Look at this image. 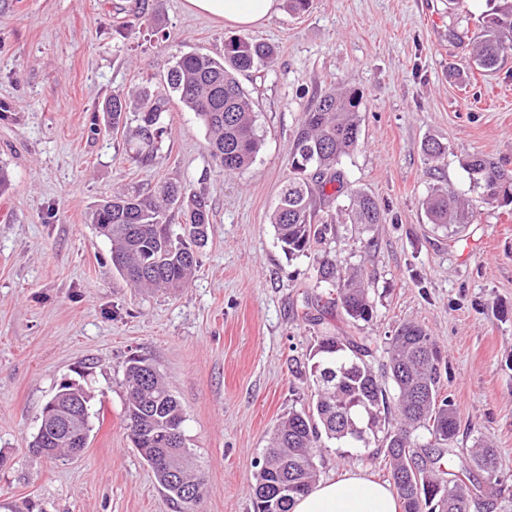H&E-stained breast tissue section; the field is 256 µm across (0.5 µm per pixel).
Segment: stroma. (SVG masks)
Wrapping results in <instances>:
<instances>
[{
  "label": "stroma",
  "mask_w": 512,
  "mask_h": 512,
  "mask_svg": "<svg viewBox=\"0 0 512 512\" xmlns=\"http://www.w3.org/2000/svg\"><path fill=\"white\" fill-rule=\"evenodd\" d=\"M137 1L0 0V169L9 175L0 188V512H176L125 428L134 355L182 404L204 478L201 512H254L272 429L310 401L293 368L319 336L336 334L368 337L383 372L406 321L441 349L457 457L478 438L498 450L497 483L478 488L471 512H512V205L482 201L465 167L480 155L512 172V51L491 71L472 57L488 0H313L304 14L283 6L247 28L278 57L239 78L261 139L242 175L216 167L205 126L179 100L151 165L134 161L131 134L106 127L113 93L160 81L173 55H220L237 33L184 0H141V19ZM334 88L363 94L359 144L336 166V195L318 204L334 239L291 258L273 204L304 112ZM430 139L446 146L442 159L425 156ZM171 178L206 193L208 243L185 288L138 290L113 267L90 215L113 191ZM437 188L473 199L461 231L428 220L422 202ZM354 190L378 201L384 223H343ZM327 250L340 267L364 269L372 321L319 306ZM77 378L94 395L88 447L65 459L33 454L44 405ZM319 469L324 481L349 470L391 481L374 440L330 446Z\"/></svg>",
  "instance_id": "obj_1"
}]
</instances>
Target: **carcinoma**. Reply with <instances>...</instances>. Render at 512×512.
<instances>
[{"label": "carcinoma", "mask_w": 512, "mask_h": 512, "mask_svg": "<svg viewBox=\"0 0 512 512\" xmlns=\"http://www.w3.org/2000/svg\"><path fill=\"white\" fill-rule=\"evenodd\" d=\"M512 49V0H493L491 17L474 58L483 69L496 67L505 50ZM276 49L247 36L224 41V56L200 52L175 56L164 82L144 87L132 96L117 92L104 111L112 129L135 125L138 148L133 156L148 166L162 148L164 113L175 96L203 122L210 152L226 174L245 172L260 150L253 101L237 75L271 66ZM362 97L354 89L331 90L304 113L293 142L291 170L277 196L271 223L283 251L307 252L333 234L331 224H316V194L336 181L327 173L359 143ZM474 187L485 199L512 203V176L496 163L474 156L467 162ZM173 206L185 216L183 235L167 223ZM433 224L459 229L470 223L468 199L442 190L423 201ZM346 222L368 228L385 220L374 197L356 190L342 209ZM91 223L112 242V265L134 288H184L198 266V249L208 240L212 214L207 198L178 180L162 183L152 192L122 190L104 198L91 214ZM320 281L330 291L326 304L339 306L353 321L369 322L374 308L360 268L342 270L324 255L319 262ZM388 374L394 383L389 396L367 357L368 339L322 336L308 370H296L314 391L311 405L291 411L276 425L271 446L252 486L255 512H291L295 499L318 481V457L311 448H326L325 441L353 445L366 436L383 433V453L391 466L393 488L401 512H470V477L477 469L496 476V449L478 445L470 461L453 467L454 441L459 422L449 397L441 394V351L421 325H399L386 351ZM125 420L131 442L150 466L169 497L189 506L178 486L192 489L193 500L202 497L201 476L186 467L183 408L149 359L132 358L125 368ZM58 410L69 419V430L59 435L46 426L30 443L46 449L45 456H77L86 448L90 432L89 389L79 382L61 386L53 396ZM427 433L419 442L416 431ZM178 473V485L168 470Z\"/></svg>", "instance_id": "cac0c4a2"}]
</instances>
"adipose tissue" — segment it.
Returning <instances> with one entry per match:
<instances>
[{
    "label": "adipose tissue",
    "mask_w": 512,
    "mask_h": 512,
    "mask_svg": "<svg viewBox=\"0 0 512 512\" xmlns=\"http://www.w3.org/2000/svg\"><path fill=\"white\" fill-rule=\"evenodd\" d=\"M281 0H185L187 10L234 27L258 25L277 13ZM392 487L349 470L298 498L293 512H398Z\"/></svg>",
    "instance_id": "1"
}]
</instances>
